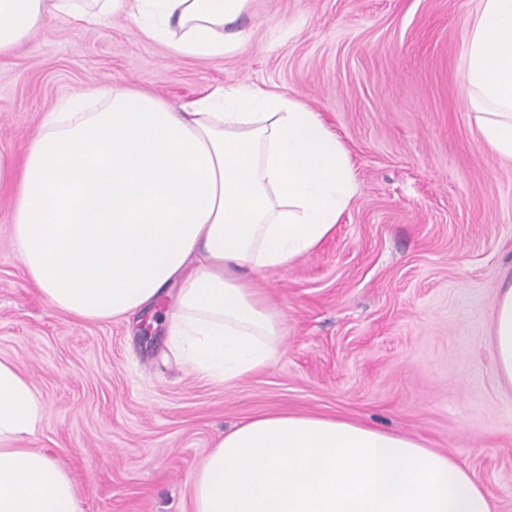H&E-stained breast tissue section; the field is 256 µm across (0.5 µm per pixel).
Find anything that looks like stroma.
<instances>
[{"label": "stroma", "mask_w": 512, "mask_h": 512, "mask_svg": "<svg viewBox=\"0 0 512 512\" xmlns=\"http://www.w3.org/2000/svg\"><path fill=\"white\" fill-rule=\"evenodd\" d=\"M479 0H256L246 52L176 56L133 20L53 21L0 57V150L21 154L83 92L134 86L179 106L255 84L320 112L357 193L315 252L259 280L284 312L275 361L232 384L177 364L165 301L83 322L27 279L0 195V358L44 406L15 440L55 458L82 512H190L224 431L268 412L340 416L449 453L512 512V386L492 308L512 279V161L482 140L463 48Z\"/></svg>", "instance_id": "obj_1"}]
</instances>
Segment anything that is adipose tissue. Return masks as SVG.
<instances>
[{
  "label": "adipose tissue",
  "instance_id": "ef3b65f1",
  "mask_svg": "<svg viewBox=\"0 0 512 512\" xmlns=\"http://www.w3.org/2000/svg\"><path fill=\"white\" fill-rule=\"evenodd\" d=\"M253 0H0V57L35 29L103 15L134 20L175 54L241 53ZM463 83L483 140L512 160V0H480ZM48 113L23 161L0 153L11 236L49 305L87 322L126 321L172 296L168 345L183 365L230 383L277 357L281 308L257 276L288 269L335 230L357 188L320 113L275 92L226 85L173 107L129 87ZM492 349L512 386V280L492 312ZM43 404L0 360V512H81L53 457L13 447ZM191 512H493L449 454L338 417L269 412L215 444L192 477Z\"/></svg>",
  "mask_w": 512,
  "mask_h": 512
}]
</instances>
